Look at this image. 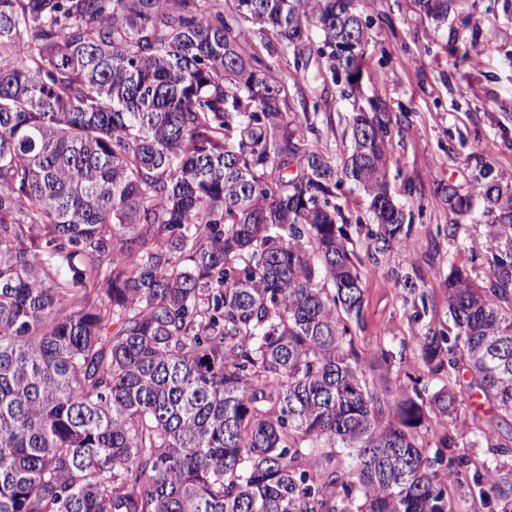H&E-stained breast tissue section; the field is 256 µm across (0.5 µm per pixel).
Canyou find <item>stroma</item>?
<instances>
[{"label": "stroma", "instance_id": "1", "mask_svg": "<svg viewBox=\"0 0 512 512\" xmlns=\"http://www.w3.org/2000/svg\"><path fill=\"white\" fill-rule=\"evenodd\" d=\"M360 10L368 28L365 66L353 97L341 94L333 81L296 84V96L326 100L316 125L320 146L343 157L349 143L344 129L354 110L381 99L396 113L407 116L393 129L390 161L391 193L407 205L423 206L415 218L413 235L427 242L437 226L451 222L436 189L442 184L462 188L475 185L480 166L512 179V0H460L458 10L438 25L415 7L413 0H362ZM415 185L417 196L406 193ZM467 234L456 243L441 242L437 256L393 253L387 264L364 263V342L367 352L400 351L413 327L408 321L413 298L396 285L389 268H416L420 289L429 297L427 317L446 321L444 279L449 264L467 268L476 281L488 269L472 261L488 238L485 222L467 220ZM491 413L462 412L456 420L431 419L422 437L437 442L440 433L455 435L473 465L485 461V449L474 440L485 429Z\"/></svg>", "mask_w": 512, "mask_h": 512}]
</instances>
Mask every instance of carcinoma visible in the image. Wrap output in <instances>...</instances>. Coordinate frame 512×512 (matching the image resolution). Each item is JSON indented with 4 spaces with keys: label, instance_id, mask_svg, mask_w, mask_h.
I'll list each match as a JSON object with an SVG mask.
<instances>
[{
    "label": "carcinoma",
    "instance_id": "1",
    "mask_svg": "<svg viewBox=\"0 0 512 512\" xmlns=\"http://www.w3.org/2000/svg\"><path fill=\"white\" fill-rule=\"evenodd\" d=\"M358 5L0 0V512H450L451 490L512 512V184L438 190L481 202L487 282L450 266L448 323L378 356L427 375L379 384L350 229L374 265L417 250L388 183L401 116L352 113L337 162L307 136L320 102L290 116L275 76L354 90ZM473 389L480 469L420 437Z\"/></svg>",
    "mask_w": 512,
    "mask_h": 512
}]
</instances>
